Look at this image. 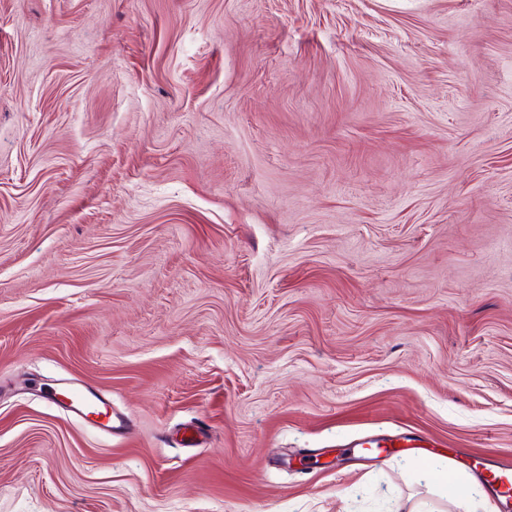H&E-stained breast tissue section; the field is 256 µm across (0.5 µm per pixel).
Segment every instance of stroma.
<instances>
[{
  "label": "stroma",
  "instance_id": "35a3bbf8",
  "mask_svg": "<svg viewBox=\"0 0 512 512\" xmlns=\"http://www.w3.org/2000/svg\"><path fill=\"white\" fill-rule=\"evenodd\" d=\"M414 435L512 470V0H0V512L441 507ZM56 386H51L46 392L45 400L61 408L64 413L72 418L85 421L88 416L95 414L94 400L96 398L92 390L85 384L57 380ZM62 393L63 399L57 397ZM107 419L95 424L97 431L112 438L113 434L127 433L131 429V420L128 415L114 412L105 415Z\"/></svg>",
  "mask_w": 512,
  "mask_h": 512
}]
</instances>
